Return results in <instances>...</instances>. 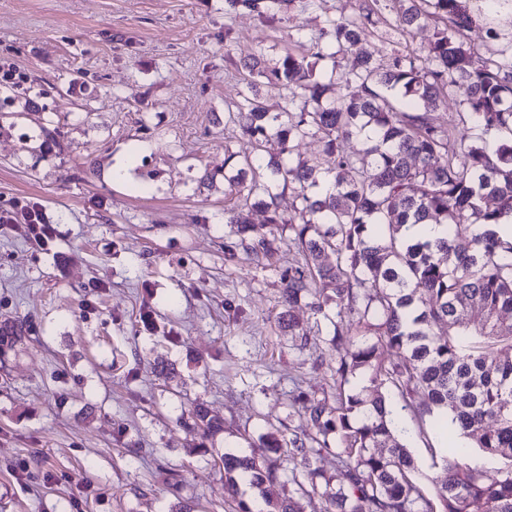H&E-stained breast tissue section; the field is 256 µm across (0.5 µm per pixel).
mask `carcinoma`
<instances>
[{"mask_svg":"<svg viewBox=\"0 0 512 512\" xmlns=\"http://www.w3.org/2000/svg\"><path fill=\"white\" fill-rule=\"evenodd\" d=\"M380 0H361L350 18H329L316 41L315 61L286 54L274 67L259 58L251 75L285 86L270 107L247 83L227 107L242 146L226 151L224 184L242 206L264 214L248 223L224 210L237 249L270 259L278 230L301 261L288 269L280 291L278 326L307 339L290 315L298 304L324 320L336 351L335 400L297 391L290 407L305 426L261 436L242 456L219 457L231 512H254L237 498L238 483L258 490L267 512H302L301 500L324 499L325 512H512V241L487 226L512 217V43L486 53L461 40L475 19L469 0H397V31L407 38L434 21V33L416 52L397 51L385 63L357 56L336 75L338 59L371 34ZM273 0H227L273 24ZM332 61L331 74L317 62ZM345 93L334 98L336 80ZM466 89L455 128L433 113L455 89ZM319 137L318 159L296 160V147ZM362 138L360 153L345 143ZM280 152L269 158L264 144ZM332 183L321 194L320 186ZM294 195L280 210L279 192ZM438 224L444 235L427 240L408 233ZM480 304L484 319L470 310ZM23 324L0 322V356L23 340ZM394 350L385 360L381 350ZM408 410L419 420L441 410L461 434L472 436L493 467L466 462L469 449L446 447L444 478L429 497L414 478L410 434L399 423ZM194 438L214 441L224 419L196 405L181 417ZM336 451V474L316 466ZM300 462V475L283 477L282 454ZM294 484L293 492L287 491Z\"/></svg>","mask_w":512,"mask_h":512,"instance_id":"1","label":"carcinoma"}]
</instances>
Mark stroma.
I'll list each match as a JSON object with an SVG mask.
<instances>
[{"mask_svg":"<svg viewBox=\"0 0 512 512\" xmlns=\"http://www.w3.org/2000/svg\"><path fill=\"white\" fill-rule=\"evenodd\" d=\"M356 9L295 0L268 24L226 0H0V65L25 75L0 87V212L34 200L52 230L39 245L0 224V320L28 329L0 369V512H224V474L190 452L182 412L223 416L224 453L298 426L296 389L333 398L324 335L303 345L277 324L295 250L224 257V153L240 147L224 111L244 62L313 58L311 35ZM375 21L360 49L381 61L401 47L394 0ZM122 151L131 178L116 183ZM145 310L167 316V336L139 322ZM159 357L175 378L155 376ZM405 420L433 490L440 441L432 422ZM164 465L185 475L180 490Z\"/></svg>","mask_w":512,"mask_h":512,"instance_id":"35a3bbf8","label":"stroma"}]
</instances>
